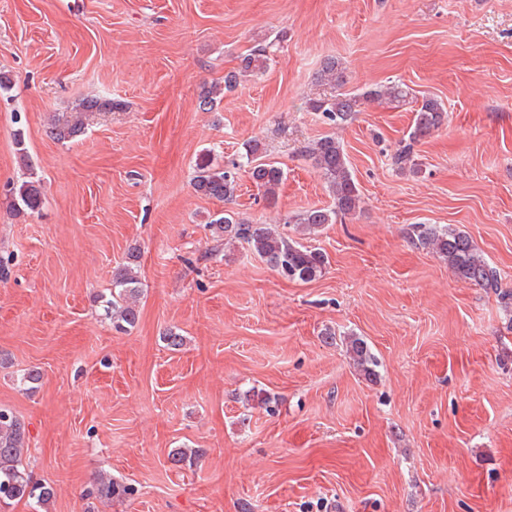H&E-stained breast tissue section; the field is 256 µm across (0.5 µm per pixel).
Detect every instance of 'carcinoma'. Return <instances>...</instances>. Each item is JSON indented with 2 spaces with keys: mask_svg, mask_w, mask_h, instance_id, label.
Listing matches in <instances>:
<instances>
[{
  "mask_svg": "<svg viewBox=\"0 0 512 512\" xmlns=\"http://www.w3.org/2000/svg\"><path fill=\"white\" fill-rule=\"evenodd\" d=\"M274 43L259 44L239 59L238 67L224 74V86L215 85L201 97L200 106L212 110L216 98L237 87L243 76H257L270 65V49ZM347 78L345 69L334 58L325 59L315 76L320 91L306 99L309 112L320 114L333 125L352 121L365 101L388 100L402 102L410 92L398 82H389L363 93L343 91ZM117 104L100 99H87L75 108L72 119L57 118L51 134L59 141H69L85 130L82 114L115 108ZM448 122L445 105L437 98L424 96L415 100L413 122L393 155V163L402 174L416 176L422 172L415 146L439 131ZM267 149L259 139L244 144L243 162L232 166L216 163L205 153L194 169L192 187L195 193L230 204L234 201L241 176L248 177L262 192L265 200L275 203L285 175L274 162L266 160ZM303 153L324 180L333 204L328 208H312L285 218L284 223L294 227V234L279 231L271 224H254L231 210L216 213L207 221L212 237L226 245L243 242L273 270L295 281L310 282L321 277L328 264L327 255L317 248L303 245L301 240L319 233L326 224H335L361 211L363 198L354 179L344 145L334 135H325L303 146ZM23 208L34 211L42 204L40 187L33 181H24L10 189ZM408 236L412 242L435 254L448 264V269L460 281L496 292L504 306L512 305V290L501 288V278L477 250L466 234L447 226L413 224ZM139 278L132 264H124L112 271V290L104 305L112 326L120 331L134 328L139 320ZM349 354L367 377L374 375L376 359L367 343L353 337L349 340ZM28 450L25 422L9 409L0 408V503L27 501L34 512L49 505L54 489L49 484L32 483L23 465ZM134 489L103 475L94 479L84 491L88 499L122 500Z\"/></svg>",
  "mask_w": 512,
  "mask_h": 512,
  "instance_id": "carcinoma-1",
  "label": "carcinoma"
}]
</instances>
